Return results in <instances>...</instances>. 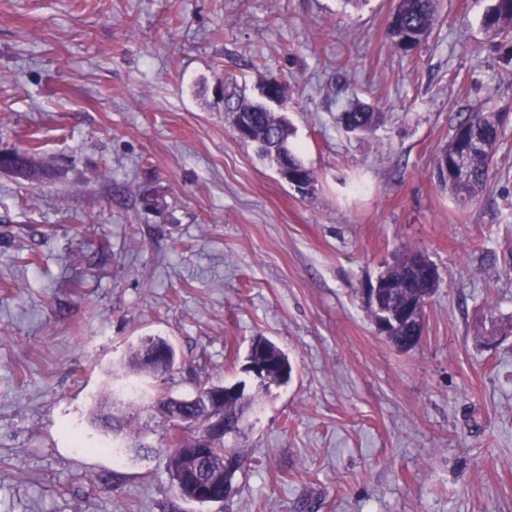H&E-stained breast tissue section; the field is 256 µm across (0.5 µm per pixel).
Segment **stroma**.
Wrapping results in <instances>:
<instances>
[{
  "label": "stroma",
  "mask_w": 512,
  "mask_h": 512,
  "mask_svg": "<svg viewBox=\"0 0 512 512\" xmlns=\"http://www.w3.org/2000/svg\"><path fill=\"white\" fill-rule=\"evenodd\" d=\"M398 0H0V512H512V33L442 0L411 52ZM285 84L301 194L240 140L222 83ZM359 101L372 134L338 115ZM504 117L490 187L432 179L467 112ZM441 286L412 351L365 290L403 249ZM170 340L176 367L132 373ZM264 336L288 382L244 370ZM246 382L238 493L176 495L155 414L97 451L96 399ZM152 346H162L166 348L165 355L150 356L149 352ZM177 363V354L174 346L161 336H145L132 344L129 348L127 367L130 364L134 371L149 374L167 373L171 371Z\"/></svg>",
  "instance_id": "35a3bbf8"
}]
</instances>
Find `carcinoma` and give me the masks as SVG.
Listing matches in <instances>:
<instances>
[{
	"label": "carcinoma",
	"mask_w": 512,
	"mask_h": 512,
	"mask_svg": "<svg viewBox=\"0 0 512 512\" xmlns=\"http://www.w3.org/2000/svg\"><path fill=\"white\" fill-rule=\"evenodd\" d=\"M440 0H398V6L391 16L386 37L390 44L398 49L410 51L426 39L433 31L439 12ZM484 28L494 34L512 31V0H494L493 6L483 18ZM225 111L231 113L236 123H245L251 128L250 141L257 144L261 155L277 167H289L299 177L298 183L313 187L314 172L308 168L290 146V127L286 119L273 112L261 102L252 100L234 90L225 93ZM376 121V113L362 104H353L342 113V123L346 130L370 133ZM500 116L496 112L484 108L467 113L455 128V133L441 153L437 156L432 176L448 192L463 200L478 198L489 187L491 166L498 145L500 144ZM478 141L481 149L471 156L470 176L461 181L445 172L441 165L442 159L453 165L456 158L469 152L473 142ZM416 254L404 250L387 266L382 276L392 283L386 289L384 305L389 309H403L411 303H426L436 293L424 284L415 271ZM263 349L269 357L275 359L283 368L291 367L286 354L274 343L263 336L253 338L249 351ZM127 363L141 373L159 374L171 371L177 363L174 346L161 336H145L129 348ZM220 387L218 382H202L194 390L184 396L173 397L160 393L154 399L152 407L162 418L170 416L188 417L189 424L183 440L167 438L168 468L176 493L199 504H208L210 500L197 494L195 474L197 469L191 467L190 457L204 452L213 465L211 473L213 483L211 495L223 498L224 494L236 491L235 478L244 463V456L234 448L224 446L219 440L210 447L199 448L200 439L207 432L212 412L210 411L209 392ZM253 396L224 402V416L230 423L244 420L252 407ZM94 420L106 431L114 434L125 433L129 436L139 434L134 427L138 416H118L110 412V407L100 405L95 410ZM232 454L238 459V466L231 470L221 471L224 454Z\"/></svg>",
	"instance_id": "carcinoma-1"
}]
</instances>
